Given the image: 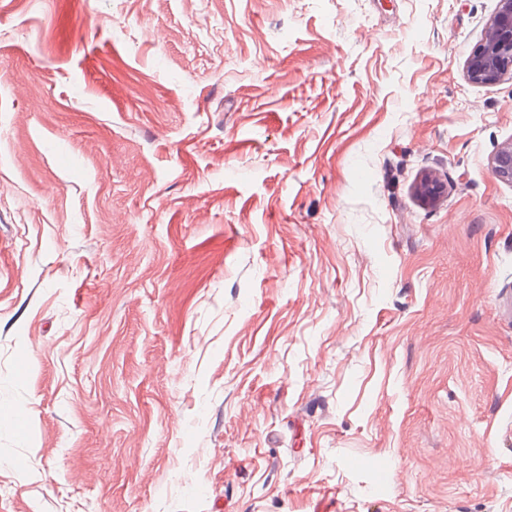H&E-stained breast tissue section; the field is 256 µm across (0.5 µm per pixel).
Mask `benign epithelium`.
Returning <instances> with one entry per match:
<instances>
[{"label": "benign epithelium", "mask_w": 512, "mask_h": 512, "mask_svg": "<svg viewBox=\"0 0 512 512\" xmlns=\"http://www.w3.org/2000/svg\"><path fill=\"white\" fill-rule=\"evenodd\" d=\"M468 78L477 83H492L505 75H512V0H499L482 41L466 60ZM492 175L512 183V143L500 147L490 163ZM445 191L443 182L426 175L416 188V195L424 201H435Z\"/></svg>", "instance_id": "1"}]
</instances>
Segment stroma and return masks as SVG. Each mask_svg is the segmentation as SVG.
<instances>
[{
    "label": "stroma",
    "mask_w": 512,
    "mask_h": 512,
    "mask_svg": "<svg viewBox=\"0 0 512 512\" xmlns=\"http://www.w3.org/2000/svg\"><path fill=\"white\" fill-rule=\"evenodd\" d=\"M497 8L0 0V512H512ZM466 72L477 83L512 75V0H499L484 38L466 60Z\"/></svg>",
    "instance_id": "stroma-1"
}]
</instances>
